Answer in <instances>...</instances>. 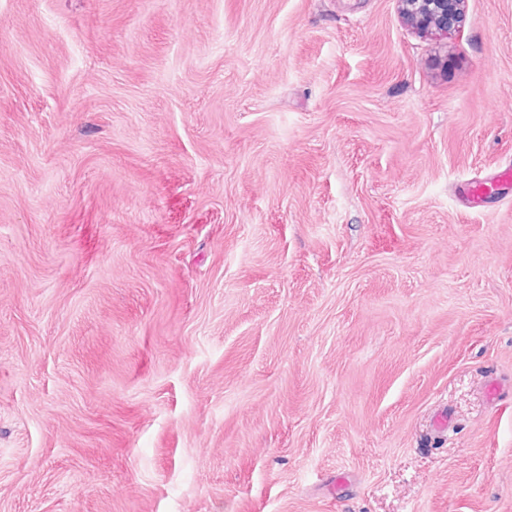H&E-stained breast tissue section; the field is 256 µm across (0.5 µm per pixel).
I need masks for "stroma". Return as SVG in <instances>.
Here are the masks:
<instances>
[{"label": "stroma", "mask_w": 512, "mask_h": 512, "mask_svg": "<svg viewBox=\"0 0 512 512\" xmlns=\"http://www.w3.org/2000/svg\"><path fill=\"white\" fill-rule=\"evenodd\" d=\"M509 163L512 0H0V512H512ZM403 19L422 33L445 34L460 27L466 0H397ZM510 184H512V166L509 163L498 171L496 181L491 179L485 183L480 181L471 183V186L461 194L460 203L467 209L481 207L484 198L489 194L497 191L499 188L507 187Z\"/></svg>", "instance_id": "1"}]
</instances>
